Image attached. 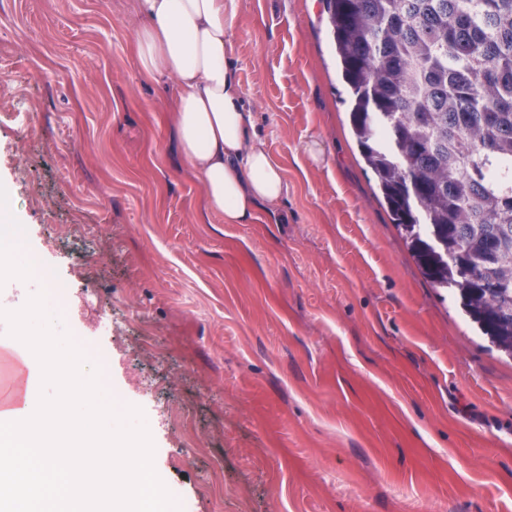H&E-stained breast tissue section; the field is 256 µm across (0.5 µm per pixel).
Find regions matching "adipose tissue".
I'll list each match as a JSON object with an SVG mask.
<instances>
[{
  "mask_svg": "<svg viewBox=\"0 0 512 512\" xmlns=\"http://www.w3.org/2000/svg\"><path fill=\"white\" fill-rule=\"evenodd\" d=\"M130 8L141 77L175 83L173 129L205 212L224 224H249L261 212L280 221L288 182L264 140L249 133L224 0H130Z\"/></svg>",
  "mask_w": 512,
  "mask_h": 512,
  "instance_id": "adipose-tissue-1",
  "label": "adipose tissue"
}]
</instances>
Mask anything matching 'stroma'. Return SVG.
Segmentation results:
<instances>
[{"label":"stroma","mask_w":512,"mask_h":512,"mask_svg":"<svg viewBox=\"0 0 512 512\" xmlns=\"http://www.w3.org/2000/svg\"><path fill=\"white\" fill-rule=\"evenodd\" d=\"M128 2L0 0V209L10 266L54 275L23 296L111 353L181 512H512V358L393 224L323 0H224L281 224L203 220Z\"/></svg>","instance_id":"1"}]
</instances>
